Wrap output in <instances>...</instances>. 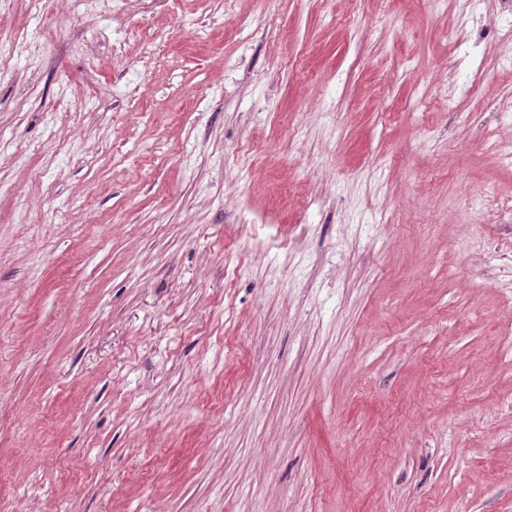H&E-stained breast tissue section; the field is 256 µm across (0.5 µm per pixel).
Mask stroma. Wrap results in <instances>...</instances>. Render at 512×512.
Returning <instances> with one entry per match:
<instances>
[{
  "instance_id": "stroma-1",
  "label": "stroma",
  "mask_w": 512,
  "mask_h": 512,
  "mask_svg": "<svg viewBox=\"0 0 512 512\" xmlns=\"http://www.w3.org/2000/svg\"><path fill=\"white\" fill-rule=\"evenodd\" d=\"M503 0H0V512H512Z\"/></svg>"
}]
</instances>
